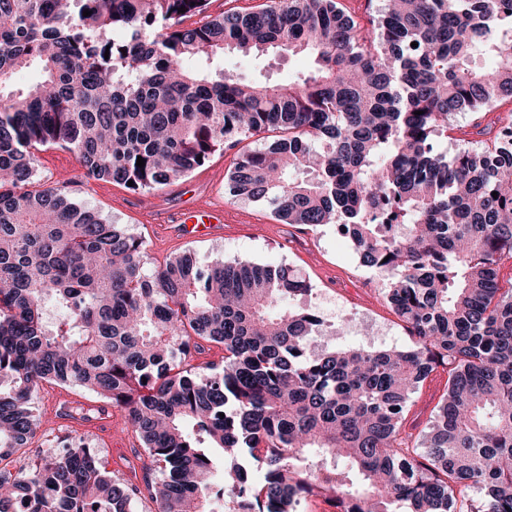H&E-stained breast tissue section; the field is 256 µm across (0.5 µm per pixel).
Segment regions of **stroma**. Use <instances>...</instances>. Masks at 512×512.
Masks as SVG:
<instances>
[{"mask_svg":"<svg viewBox=\"0 0 512 512\" xmlns=\"http://www.w3.org/2000/svg\"><path fill=\"white\" fill-rule=\"evenodd\" d=\"M209 66L224 68L251 81L285 83L310 71L312 62L304 55H269L247 62L227 54L211 59ZM237 154L234 148L214 154L204 166L156 191L147 202L119 183L85 179L79 159L62 150L39 152L36 177L41 184L55 185L59 182L58 169L68 168L67 183L75 199L111 223L140 235L145 241L149 265H159L175 255L189 253L202 266L225 259L292 268L311 281L314 290L308 304L321 309L326 325L334 329L333 334L313 336V346L336 350L357 345L375 349L410 347L413 338L405 324L384 303L375 273L360 263L351 241L342 237L334 225L312 229L283 224L265 204L240 201L230 195L227 173ZM204 191L222 200L229 214L230 222L225 225L223 236L162 242V214L173 216L184 212L196 194ZM447 382V369L437 368L423 387L411 395L405 413L407 433L417 436L425 431L446 392ZM112 413L117 419L115 436L106 438L87 427L57 422L52 432H37L29 447L14 453L12 469L28 468L47 450L66 447L80 437L90 447L100 450L109 471L129 477L128 466L137 460L139 443L124 410L116 407Z\"/></svg>","mask_w":512,"mask_h":512,"instance_id":"1","label":"stroma"}]
</instances>
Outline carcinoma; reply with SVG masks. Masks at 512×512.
<instances>
[{
    "instance_id": "obj_1",
    "label": "carcinoma",
    "mask_w": 512,
    "mask_h": 512,
    "mask_svg": "<svg viewBox=\"0 0 512 512\" xmlns=\"http://www.w3.org/2000/svg\"><path fill=\"white\" fill-rule=\"evenodd\" d=\"M208 2L0 0V512H133L145 491L155 512H212L227 492L247 512L314 495L336 512H471V487L484 512H512V0H385L366 29L341 0ZM226 52L312 69L284 85L185 65ZM458 113L487 119L488 139L448 157ZM274 131L237 154L229 193L335 225L412 346L317 352V314L283 306L312 293L290 267L182 255L149 271L139 235L33 180L36 153L63 149L149 198ZM208 343L220 363L191 364ZM440 366L447 393L412 445L410 394ZM43 381L125 409L162 479L116 478L80 439L16 475L1 465L37 433ZM212 448L230 458L218 491Z\"/></svg>"
}]
</instances>
